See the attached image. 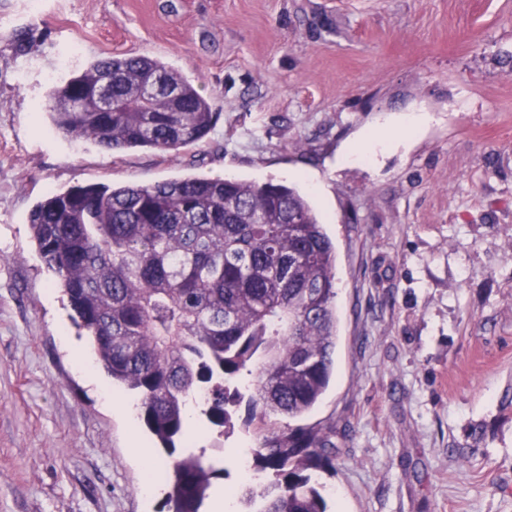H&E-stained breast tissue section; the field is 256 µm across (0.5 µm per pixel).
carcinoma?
<instances>
[{"label": "carcinoma", "instance_id": "obj_1", "mask_svg": "<svg viewBox=\"0 0 512 512\" xmlns=\"http://www.w3.org/2000/svg\"><path fill=\"white\" fill-rule=\"evenodd\" d=\"M45 112L57 132L113 152L177 151L217 120L181 71L146 55L94 60L50 90ZM29 224L97 362L138 395L140 418L173 457L171 512H201L224 476L200 455L177 454L194 391L206 393L209 426L229 427L244 370L257 374L247 400L255 468L274 476L260 492L242 488L244 500L253 512H327L308 470L336 448L270 421L308 414L334 370L336 247L303 194L205 176L77 185L40 201Z\"/></svg>", "mask_w": 512, "mask_h": 512}]
</instances>
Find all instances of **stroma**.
<instances>
[{"label":"stroma","mask_w":512,"mask_h":512,"mask_svg":"<svg viewBox=\"0 0 512 512\" xmlns=\"http://www.w3.org/2000/svg\"><path fill=\"white\" fill-rule=\"evenodd\" d=\"M113 54L181 70L213 131L176 153L57 133L49 90ZM415 111L411 140L346 161ZM201 175L297 187L336 246L335 370L299 421L336 446L312 473L329 512H512V0H0V512H162L131 451L153 436L63 349L80 331L29 214ZM233 411L184 445L244 512L256 428ZM391 136H379L374 133L368 134L363 139L350 147L346 159L354 161H370L376 154L378 148H385L393 143Z\"/></svg>","instance_id":"stroma-1"}]
</instances>
